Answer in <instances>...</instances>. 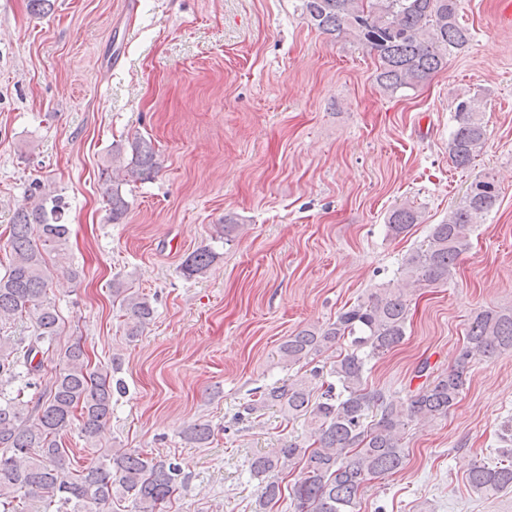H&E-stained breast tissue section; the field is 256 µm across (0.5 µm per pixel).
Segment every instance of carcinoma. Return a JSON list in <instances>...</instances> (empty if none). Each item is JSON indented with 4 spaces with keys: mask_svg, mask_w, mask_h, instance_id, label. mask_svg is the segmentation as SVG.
I'll return each mask as SVG.
<instances>
[{
    "mask_svg": "<svg viewBox=\"0 0 512 512\" xmlns=\"http://www.w3.org/2000/svg\"><path fill=\"white\" fill-rule=\"evenodd\" d=\"M307 20L336 40L370 49L378 59L376 81L387 93L415 89L442 70L448 57L471 41L458 20L459 0H302ZM480 94L458 102L452 115L448 155L457 169H467L482 153L487 130ZM131 158L112 151L107 176V205L112 222L122 220L129 204L121 185L146 180L156 167L150 142L130 144ZM495 179H474L448 219L430 228L417 250L397 270V285L381 288L367 300L340 313L323 328L302 329L288 337L280 359L288 367L318 356L341 342L320 393L305 379L274 386L259 395L261 406H277L288 418L307 419L311 444L296 440L251 459V475L260 480L259 505L281 498L279 473L303 463L302 477L289 492L293 512H355L368 484L399 471L406 459L402 432L412 417L436 419L458 402L469 364L479 358L512 355V308H488L470 323L456 366L436 375L400 401L368 387V364L405 337L408 296L417 288L446 284L460 256L471 248L473 225L498 200ZM31 208L18 212L10 225L9 264L0 275V323L33 322L31 334L17 340L0 336V512H40L58 503L69 512H101L112 497L131 499V512H159L180 482L179 466L167 458L122 449L100 453L80 470L66 462L62 437L78 424L95 440L112 416V379L108 370L92 367L81 343L65 349L63 365L51 388L25 396L57 352L60 317L48 298L51 269L43 250L62 249L69 227L61 223L64 202L40 181L30 184ZM420 223V212L404 202L387 218V231L398 237ZM215 254L207 247L189 254L181 266L187 278L207 272ZM125 310L126 336L134 339L154 318L144 294L116 288ZM470 486L479 492L512 489V461L490 465L476 461Z\"/></svg>",
    "mask_w": 512,
    "mask_h": 512,
    "instance_id": "obj_1",
    "label": "carcinoma"
}]
</instances>
